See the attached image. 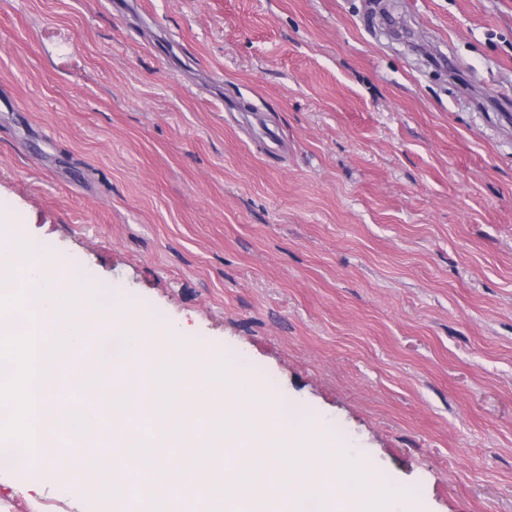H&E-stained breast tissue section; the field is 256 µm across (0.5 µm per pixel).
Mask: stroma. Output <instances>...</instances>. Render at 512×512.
Instances as JSON below:
<instances>
[{
	"label": "stroma",
	"mask_w": 512,
	"mask_h": 512,
	"mask_svg": "<svg viewBox=\"0 0 512 512\" xmlns=\"http://www.w3.org/2000/svg\"><path fill=\"white\" fill-rule=\"evenodd\" d=\"M0 213L409 512H512V0H0Z\"/></svg>",
	"instance_id": "35a3bbf8"
}]
</instances>
